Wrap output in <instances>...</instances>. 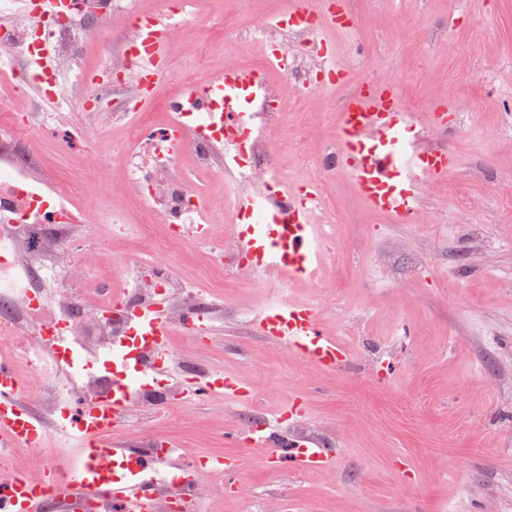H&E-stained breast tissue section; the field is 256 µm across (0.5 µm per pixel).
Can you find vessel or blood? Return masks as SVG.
<instances>
[{
    "label": "vessel or blood",
    "instance_id": "1",
    "mask_svg": "<svg viewBox=\"0 0 512 512\" xmlns=\"http://www.w3.org/2000/svg\"><path fill=\"white\" fill-rule=\"evenodd\" d=\"M298 14H317L325 26L353 29L354 17L345 0H297ZM133 43L143 48L137 67L143 79L159 81L168 55V35L174 27L170 12L134 13ZM256 72L227 68L210 83L175 98L171 107L186 121L170 129V145L180 148L187 136L204 135L213 125L228 131L226 141L237 158L250 152L239 133L250 127L252 113L247 104L264 94ZM411 115L402 106L399 89L393 85L364 84L343 98L336 125L338 166L346 168L366 205L374 211L410 222L418 209V191L428 181H441L455 168L456 159L447 150L415 151L410 134ZM321 209L310 189L289 190L287 197L271 202L252 194L240 195L234 213L247 229L239 233L236 250L243 254L254 273L285 274L306 279L320 259L314 226ZM129 321L124 336L109 344L99 360L111 376L105 398L70 403L44 418L28 403L22 379L13 363L0 359V468L6 467L14 448H38L48 434L81 444L68 461L66 471L46 466L40 477L14 474L0 487V512H38L40 501L78 487L92 512L104 501L121 503L125 512H156V496L167 493L182 512H200L201 504L191 492L194 476L178 462V454L166 457L138 453L121 447L116 439L121 418L136 388L158 383L182 389L187 399L212 393L243 399L249 389L227 378L223 372L207 374L189 384L169 361L171 323L165 312L148 303L125 311ZM255 327L271 341L318 368L332 372L349 356L343 344L326 336L320 328V312L311 304H263L253 318ZM185 326L194 338L213 332L210 313L190 310ZM51 352L58 367L70 375L87 367L83 354L73 349L67 337H56ZM283 446L296 472L310 473L329 467L334 456L329 448L311 437L284 441Z\"/></svg>",
    "mask_w": 512,
    "mask_h": 512
}]
</instances>
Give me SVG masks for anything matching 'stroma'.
I'll return each mask as SVG.
<instances>
[{"label": "stroma", "mask_w": 512, "mask_h": 512, "mask_svg": "<svg viewBox=\"0 0 512 512\" xmlns=\"http://www.w3.org/2000/svg\"><path fill=\"white\" fill-rule=\"evenodd\" d=\"M354 30L318 27L289 35L259 20L286 11L291 0H195L171 35L168 73L141 104L125 53L126 12L162 9L161 0H115L111 22L90 23L87 50L53 45L54 65L71 75L66 103L44 101L33 86H0V102L16 114L37 113L39 136L0 138V162L32 157L35 186L77 206L70 188L92 179L93 209L83 224L66 225L31 248L25 227L12 228L19 262L61 270L64 283L44 293V311L68 299V288H126L139 262L209 293L214 333L172 337L173 356L187 379L220 370L251 390L242 402L209 395L167 400L157 415L135 411L123 444L145 449L174 441L192 456L230 455L240 467L199 491L205 512H512V0H347ZM286 49L305 69L334 53L349 68L347 85L312 93L284 85L266 59ZM262 73L279 102L267 118L265 146L283 185L306 183L336 131L348 86L367 81L399 86L415 131L428 145L454 153L447 179L421 190L419 217L395 222L369 210L349 173L336 168L322 219L332 251L309 281L266 279L238 266L236 227L225 208L242 192L263 195L265 179L240 180L224 145L211 146L212 165L188 154L159 170L162 185L194 187L224 240L228 272L216 276L191 249L164 250L166 228L131 200L126 181L125 113L143 108L155 126L170 123V100L210 80L218 68ZM93 75L78 81L80 71ZM130 231L111 235L113 214ZM317 303L321 329L350 352L327 373L252 326L264 301ZM45 376L18 365L30 401L51 414L63 374ZM301 404L295 431L321 439L335 454L317 473L294 472L251 434L276 411ZM412 465L404 476L401 459Z\"/></svg>", "instance_id": "obj_1"}]
</instances>
